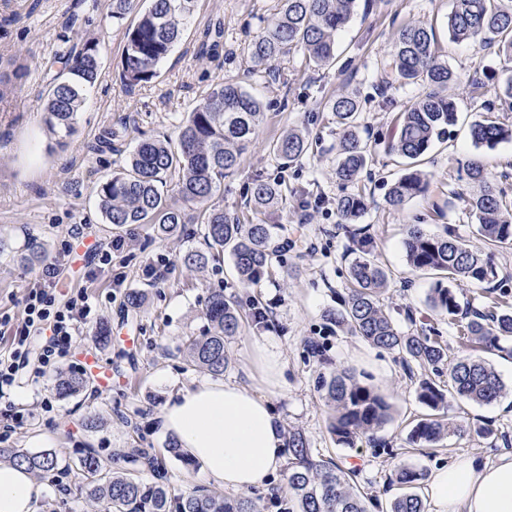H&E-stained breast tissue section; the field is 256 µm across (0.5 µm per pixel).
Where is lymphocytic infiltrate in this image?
<instances>
[{"instance_id": "f902f5d3", "label": "lymphocytic infiltrate", "mask_w": 512, "mask_h": 512, "mask_svg": "<svg viewBox=\"0 0 512 512\" xmlns=\"http://www.w3.org/2000/svg\"><path fill=\"white\" fill-rule=\"evenodd\" d=\"M35 281L24 299L21 321L0 318V334L11 335L9 347L0 351V398L22 381L35 383L55 371L71 354L74 339L92 312L86 289L61 298L56 264L43 265Z\"/></svg>"}]
</instances>
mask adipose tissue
I'll use <instances>...</instances> for the list:
<instances>
[{
  "label": "adipose tissue",
  "instance_id": "ef3b65f1",
  "mask_svg": "<svg viewBox=\"0 0 512 512\" xmlns=\"http://www.w3.org/2000/svg\"><path fill=\"white\" fill-rule=\"evenodd\" d=\"M253 359L269 389L282 388L275 337L253 342ZM162 428L206 478L245 491L267 483L285 462L286 441L267 396L232 380L203 378L160 416ZM433 512H512V453L475 456L433 470L427 481ZM45 487L24 469L0 463V512H36Z\"/></svg>",
  "mask_w": 512,
  "mask_h": 512
}]
</instances>
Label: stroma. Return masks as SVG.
Instances as JSON below:
<instances>
[{
  "mask_svg": "<svg viewBox=\"0 0 512 512\" xmlns=\"http://www.w3.org/2000/svg\"><path fill=\"white\" fill-rule=\"evenodd\" d=\"M451 3L370 0L338 32L335 64L317 69L297 51L268 67L252 62L249 48L277 13L280 0H198L193 20L158 77L125 90L118 74L124 31L135 22V14L114 21L112 0H0V74L8 76L10 88L0 101V236L18 252L29 239L41 242L49 261L62 268L60 293L84 288L93 304L92 319L80 329L64 364L91 378L92 394L61 397L51 376L15 388L10 400L24 422L0 432V448L34 451L45 446L56 451L62 464L72 466L83 449L116 452L135 445L162 460L171 488L200 487L224 495V488L199 474L196 465L169 452L172 437L162 431L159 420L166 405L204 375L187 362L184 343L208 330L206 301L220 289L248 317L242 332L225 342V378L264 392L253 376L249 352L254 337H275L285 361L286 387L269 399L283 431L303 433L315 454L354 470L358 484L377 493L371 512H388L392 499L402 494V487L388 483L396 469L428 473L466 456L492 460L512 453V342L493 351L464 345L456 326L427 303L433 276L410 271L402 249L409 225L417 222L432 233L454 229L467 244L481 246L475 220L458 195L459 164L473 154H480L495 181L512 195V140L478 151L469 134L471 123L486 116L512 127V99L499 94L512 76V62L497 48L450 41L446 22ZM414 22L432 24L436 30L439 51L457 77L450 92L458 118L422 158L421 168L430 177L427 193L394 209L386 195L403 166L385 147L395 134L398 113L424 88L400 86L382 96L377 86L390 56L393 30ZM80 37L101 42L103 64L76 132L61 148L46 130L40 104ZM16 59L28 66L20 80L10 76ZM473 78L484 82L480 92L471 91ZM227 80L259 98L264 119L239 170L224 178L212 206L239 214L246 210L255 180L279 177L284 182L282 202L266 215L274 226L276 248L270 272L253 284L238 280L228 256L200 270L181 264L187 249L203 248L202 225L188 224L165 237L149 224L115 227L106 223L95 197L97 184L125 166L140 140L176 141L187 112ZM345 90L356 92L362 101L356 123L372 153L359 182L369 208L358 224L374 236L375 256L389 275V286L379 296L382 308L399 331L435 327L449 357H480L505 384L494 404H453L448 418L461 431L434 448L409 442L413 425L426 413L416 398L423 370L406 369L398 352L368 345L324 317L347 294L353 247L332 205L350 188L333 173L339 127L326 107L332 95ZM291 129L302 130L311 147L298 163L285 168L270 144ZM75 225L83 230L82 243L67 256L62 242ZM120 236L131 240V248L115 252L111 267L95 269L96 249ZM160 253L173 266L166 280L154 283L142 270ZM494 253L499 276L482 288L464 287L459 298L469 307L485 308L499 295L512 300V244L499 245ZM91 269L96 275L90 279L86 273ZM119 272L125 277L120 287L113 282ZM34 277L33 268L0 258V315L19 318ZM133 290L145 296L135 312L125 304ZM259 308L267 311V323L252 321ZM103 327L110 336L100 341L96 333ZM345 369L364 374L366 383L391 405L390 420L352 448L336 444L329 431L332 408L316 388L320 374ZM476 423L488 425L489 434L476 435ZM42 481L46 493L36 512H93L92 501L76 491L72 480L59 485L46 475Z\"/></svg>",
  "mask_w": 512,
  "mask_h": 512,
  "instance_id": "obj_1",
  "label": "stroma"
}]
</instances>
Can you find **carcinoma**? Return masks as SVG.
I'll list each match as a JSON object with an SVG mask.
<instances>
[{
  "label": "carcinoma",
  "instance_id": "cac0c4a2",
  "mask_svg": "<svg viewBox=\"0 0 512 512\" xmlns=\"http://www.w3.org/2000/svg\"><path fill=\"white\" fill-rule=\"evenodd\" d=\"M197 0H112V18L124 19L131 10L139 17L125 31L122 70L123 89L148 83L158 76L159 64L180 40L191 22ZM358 0H282V6L251 45L258 63L270 62L301 50L309 62L323 67L335 58L336 33L351 19ZM448 35L454 41H468L479 47L496 46L512 60V0H452L448 14ZM103 50L100 42L78 38L43 99L44 124L57 137L60 146L75 133L78 112L94 87L101 71ZM392 80L386 88L422 83L429 88L398 117L397 132L388 150L415 161L423 156L457 121L454 97L449 93L455 75L439 58L435 28L414 23L393 34L388 62ZM328 109L340 129L336 180L348 184L359 181L369 162L367 145L356 126L361 102L353 93H342L328 100ZM261 103L239 84L226 81L195 105L180 126L178 143L143 140L130 153L121 171L103 180L96 190L97 203L107 223L152 224L163 235H171L183 224L201 218L205 224L207 250H189L182 264L202 268L229 252L239 279L244 283L261 280L268 271L272 252V225L261 218L281 196L280 180L253 183L249 208L252 217L229 215L208 205L224 177L233 174L244 151L252 143L263 121ZM475 148L492 149L512 138V128L483 119L470 128ZM283 165L299 160L308 150L301 134L289 131L271 145ZM178 174L177 194L183 206L170 204L163 190L164 177ZM459 180L470 188L468 205L476 220L485 248L475 249L448 228L428 233L418 225L409 227L403 240L408 267L413 272L432 271L439 275L428 295L429 307L440 314L457 316L461 305L457 288L462 284L482 286L498 276L494 247L512 241V201L499 188L481 157L466 159L459 168ZM429 178L418 169H408L390 188L387 203L403 207L409 200L428 191ZM341 223H355L368 208L362 192L350 193L334 201ZM350 262L352 289L342 307L326 311L325 317L338 327L347 328L371 345L402 354L406 365L416 364L435 374L448 370V390L429 379L420 381L419 402L430 413L417 420L410 441L433 447L458 428L444 418L451 403L470 402L491 405L504 392L498 372L486 362L462 357L448 360V348L432 328L403 333L379 306L377 295L388 282V274L373 259L374 240L362 232L353 236ZM500 303L473 312L459 321L462 338L488 348L512 339V311ZM205 315L209 330L190 336L185 353L190 365L220 375L228 366L224 339L242 329L243 319L224 293L211 295ZM90 381L80 372L62 373L56 390L62 396L82 393ZM317 389L330 403L333 415L330 433L337 444L352 448L364 435L381 427L390 418L391 406L370 386L346 371L322 375ZM288 512H368L373 494L359 489L355 472L346 471L332 460L317 457L300 433L288 436ZM143 453L123 454L119 462L108 464L93 448L81 452L74 476L87 495L100 506V512H262L261 505L247 493L216 497L201 489L172 494L165 467L149 458L150 467L132 466ZM0 459L25 467L37 475L59 469L56 452H32L0 448ZM424 474L409 468L394 472L392 481L408 486L409 492L395 498L390 512H424L416 488Z\"/></svg>",
  "mask_w": 512,
  "mask_h": 512
}]
</instances>
